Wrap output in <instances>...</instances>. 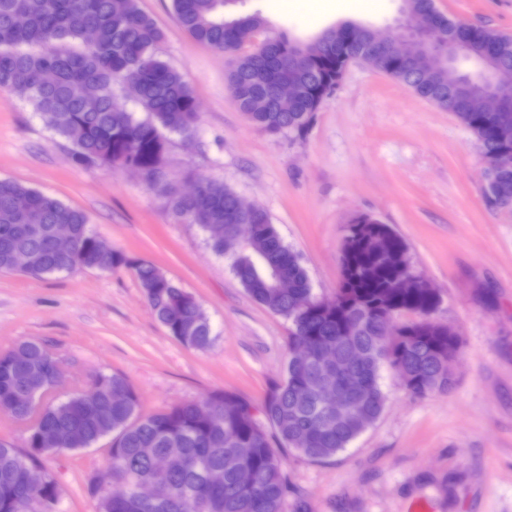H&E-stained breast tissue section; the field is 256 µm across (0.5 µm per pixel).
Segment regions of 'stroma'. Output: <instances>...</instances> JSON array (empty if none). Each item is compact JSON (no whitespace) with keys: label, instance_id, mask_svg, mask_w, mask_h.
<instances>
[{"label":"stroma","instance_id":"1","mask_svg":"<svg viewBox=\"0 0 512 512\" xmlns=\"http://www.w3.org/2000/svg\"><path fill=\"white\" fill-rule=\"evenodd\" d=\"M355 8L271 13L268 0H237L260 12L261 37H306L343 20L397 34L400 0ZM164 31L157 55L179 70L199 105L194 140L170 136L166 181L182 190L206 176L261 206L297 252L317 295L341 279L345 226L357 213L391 225L414 270L441 299L434 320L456 328L461 347L445 392L408 394L392 371L386 406L349 448L325 461L287 453L284 512H512V208L484 199L475 135L456 116L367 66L353 65L303 137L273 136L247 121L225 81L228 58L179 25L171 0H138ZM453 21L512 36V0H434ZM0 179L83 211L113 249L156 265L208 315L210 348L170 336L134 274L94 268L31 278L0 272V350L37 340L61 359L59 396L87 388L97 372L123 376L142 413L215 391L237 394L263 421V401L284 376L291 325L256 302L198 225L178 220L168 195L138 175L79 164L17 95L0 91ZM105 447L42 460L59 490L55 512H97L90 483Z\"/></svg>","mask_w":512,"mask_h":512}]
</instances>
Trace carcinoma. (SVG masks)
I'll return each mask as SVG.
<instances>
[{"instance_id": "cac0c4a2", "label": "carcinoma", "mask_w": 512, "mask_h": 512, "mask_svg": "<svg viewBox=\"0 0 512 512\" xmlns=\"http://www.w3.org/2000/svg\"><path fill=\"white\" fill-rule=\"evenodd\" d=\"M232 0H172L181 26L197 41L219 51H234L249 32L261 29L256 15L229 14ZM93 29L98 39L85 43ZM473 44L472 67L460 72L456 63L437 72L410 71L402 66L382 69L420 97L448 107V81L465 79L471 99L487 91L478 57L484 44L498 45L506 79L512 83V37L480 26ZM360 40L354 22L324 30L309 41L286 34L273 39L283 49L294 47L312 64L293 70L307 94L293 102L280 100L276 80L288 59L270 63L258 53L240 55L229 70L228 90L256 127L272 135H303L314 108L312 93L336 73L335 60L319 53L327 37ZM163 32L141 12L138 0H0V90L25 99L45 125L73 146L78 164L116 167L131 161L143 167L149 185H162L160 169L166 149L162 131L192 139L200 113L185 77L162 60L156 45ZM51 69L56 80L44 83ZM96 88L88 101L86 88ZM121 86L146 113L116 103ZM457 119L475 134L494 125L499 114L469 112L461 106ZM175 216L189 224H255L257 235L245 247L228 253L231 267L247 293L292 326L289 346L306 343L314 352L324 346L336 350L341 396L321 397L319 384L328 370L318 359L304 364L288 360L283 379L267 394L262 411L274 432L269 434L245 413L249 403L239 396L216 391L205 402L185 401L151 414L140 410L138 394L117 374L99 373L90 390L57 401L52 396L49 370L53 358L40 341H23L0 352V412L26 425L23 445L0 440V512H50L57 496L54 479L34 493L14 481L15 468L41 465L60 448H90L109 437L112 463L105 473L127 491L157 478L152 456L167 455L171 468L162 476L166 497L133 504L128 512H194V500L206 493L207 472L224 471V486L212 498L209 512H283L287 484L283 459L271 445L311 460L335 456L381 414L386 396L380 371L393 369L409 392L425 396L448 390L450 381L441 359L456 354L460 342L448 328L423 321L437 304L424 288H393L398 270L411 268L408 248L388 224L352 226L341 256V280L335 295L317 297L299 256L284 243L276 226L260 206L245 213L237 194L223 183L203 178L193 200L171 195ZM56 224H71L76 233L69 255L55 251ZM27 257L21 273L43 277L89 267L131 270L147 301L169 335L199 350L214 340L202 307L186 299L185 291L154 264L112 249H100L87 216L56 197L13 181H0V271H13L15 255ZM421 317L400 324L403 340L383 333L386 316ZM34 393L43 400L41 411L24 404ZM125 397L121 406L114 396ZM252 469V485L242 487L238 471Z\"/></svg>"}]
</instances>
